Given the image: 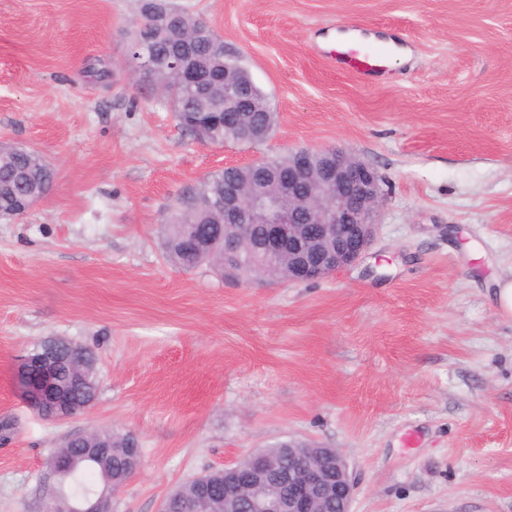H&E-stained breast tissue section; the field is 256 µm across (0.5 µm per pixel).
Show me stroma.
<instances>
[{
	"label": "stroma",
	"mask_w": 512,
	"mask_h": 512,
	"mask_svg": "<svg viewBox=\"0 0 512 512\" xmlns=\"http://www.w3.org/2000/svg\"><path fill=\"white\" fill-rule=\"evenodd\" d=\"M240 56L278 115L254 146L197 141L126 78L137 0H0V139L57 176L0 219V512H40L65 436L131 431L112 512L288 439L342 451L352 512H512V0H175ZM398 43L379 79L332 31ZM343 147L385 178L355 266L300 284L184 270L162 224L205 175ZM49 337L96 355L98 399L56 423L15 380ZM493 298L499 314L512 315V278H502L497 281Z\"/></svg>",
	"instance_id": "stroma-1"
}]
</instances>
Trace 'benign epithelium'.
Here are the masks:
<instances>
[{
  "mask_svg": "<svg viewBox=\"0 0 512 512\" xmlns=\"http://www.w3.org/2000/svg\"><path fill=\"white\" fill-rule=\"evenodd\" d=\"M141 15L177 30V13L159 11L154 0H141ZM157 69L155 56L144 49L129 54L127 78L150 82ZM245 86L224 80V112L237 118L243 113ZM315 151L301 149L289 154L288 175L275 181L277 193L267 194L257 185L251 193L234 186L224 190V223L238 225L236 237L224 248L238 253L246 248L252 225H267L268 251L288 260V281L301 283L332 275L357 263L371 244L382 197V181L369 164L336 148L320 151L326 159L320 174H314ZM63 353L56 340L40 343L37 354H28L16 369V381L26 405L37 415L65 421L87 411L82 399L85 387L95 386V364ZM66 448H78L98 462L112 459V437L98 431L69 435ZM67 473L64 457L51 460L43 477L47 493L42 512H56L64 495ZM213 473L195 478L197 495L182 498L170 494L160 512H202L209 502L207 487ZM355 478L344 456L325 448L301 471L283 475L280 464L263 457L243 470L235 463L224 465V512H323L333 504L336 512H351ZM110 488L72 500L70 512H110Z\"/></svg>",
  "mask_w": 512,
  "mask_h": 512,
  "instance_id": "7a95c632",
  "label": "benign epithelium"
}]
</instances>
